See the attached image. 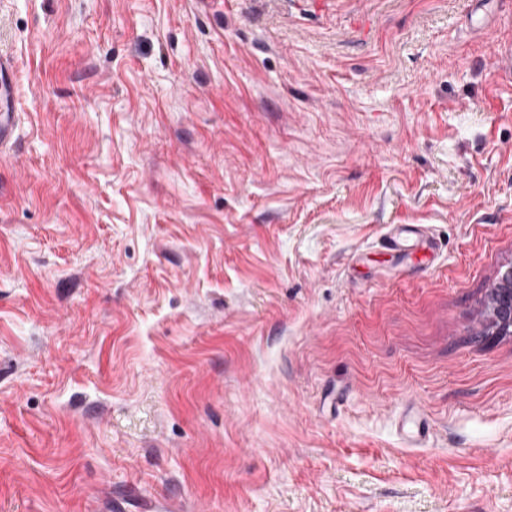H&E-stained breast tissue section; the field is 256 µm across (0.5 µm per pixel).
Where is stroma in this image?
Listing matches in <instances>:
<instances>
[{
  "label": "stroma",
  "instance_id": "35a3bbf8",
  "mask_svg": "<svg viewBox=\"0 0 512 512\" xmlns=\"http://www.w3.org/2000/svg\"><path fill=\"white\" fill-rule=\"evenodd\" d=\"M505 42L512 0H0V512H512ZM12 81V66L0 56V141L12 135L13 125L10 121L9 96ZM496 333L512 335V266L500 275L497 288L493 289Z\"/></svg>",
  "mask_w": 512,
  "mask_h": 512
}]
</instances>
